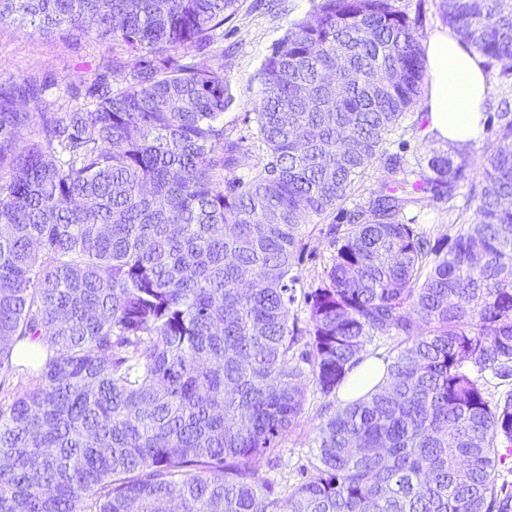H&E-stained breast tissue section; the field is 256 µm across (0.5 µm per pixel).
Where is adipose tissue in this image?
<instances>
[{
  "label": "adipose tissue",
  "instance_id": "obj_1",
  "mask_svg": "<svg viewBox=\"0 0 512 512\" xmlns=\"http://www.w3.org/2000/svg\"><path fill=\"white\" fill-rule=\"evenodd\" d=\"M425 54L430 74V128L437 139L465 146L484 128L483 103L489 87L483 60L447 28L430 36Z\"/></svg>",
  "mask_w": 512,
  "mask_h": 512
}]
</instances>
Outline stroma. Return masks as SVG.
<instances>
[{
    "mask_svg": "<svg viewBox=\"0 0 512 512\" xmlns=\"http://www.w3.org/2000/svg\"><path fill=\"white\" fill-rule=\"evenodd\" d=\"M312 8L313 0H239L236 14L225 23L223 32L211 47L212 52L224 55V79L234 96L222 118L224 133L244 146V155L233 170L234 176H249L263 155V147L256 139L253 112L261 90L262 65L291 24L306 17ZM109 55L107 46L78 34L43 32L21 23L0 25V76L36 74L59 84L60 90L53 98L60 112L71 106L73 97H84L89 87L105 74ZM484 66L489 84L484 104L485 129L480 140L468 147L475 161L481 156L482 145L494 138L500 102H512V64L506 66L488 60ZM428 125L426 102L421 99L406 112L389 136L383 153L400 158L398 179H411L413 170L426 158L448 152L447 143L435 139ZM384 175L383 164H376L332 214L305 226L310 247L296 264L304 286L316 283L330 259L333 252L330 226L344 223L346 213L366 207ZM468 193L469 187L464 184L450 201L425 196L420 204L404 212L403 221L423 228L432 244L449 250L459 225L473 218L472 210L466 207ZM322 403L319 394L308 393L298 426L286 435L278 448L257 461L259 480L283 492L304 480L316 455L314 439Z\"/></svg>",
    "mask_w": 512,
    "mask_h": 512,
    "instance_id": "35a3bbf8",
    "label": "stroma"
}]
</instances>
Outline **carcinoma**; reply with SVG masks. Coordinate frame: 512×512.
<instances>
[{
	"mask_svg": "<svg viewBox=\"0 0 512 512\" xmlns=\"http://www.w3.org/2000/svg\"><path fill=\"white\" fill-rule=\"evenodd\" d=\"M239 0H0V24L112 44L109 75L58 112L36 75L0 76V381L40 339L35 383L0 411V512H512V109L498 114L474 219L447 252L403 223L453 199L469 155L387 177L297 293L303 226L382 158L426 71L398 0H317L274 44L254 104L265 154L219 118L224 64L187 61ZM491 61L512 60V0H442ZM39 118L40 139L19 131ZM308 308L299 325L296 303ZM382 382L321 418L312 473L285 498L256 462L375 339Z\"/></svg>",
	"mask_w": 512,
	"mask_h": 512,
	"instance_id": "cac0c4a2",
	"label": "carcinoma"
}]
</instances>
